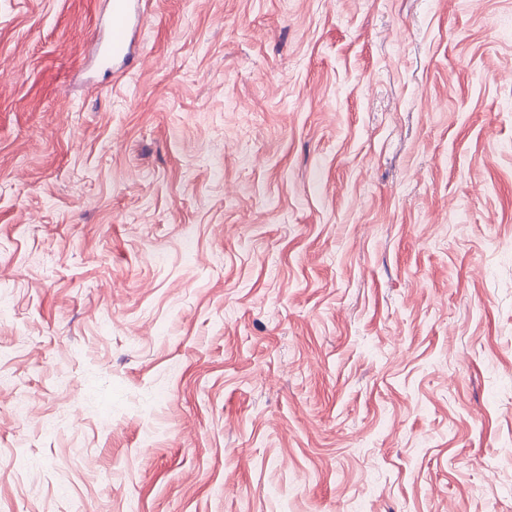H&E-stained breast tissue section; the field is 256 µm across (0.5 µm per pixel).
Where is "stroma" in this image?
Here are the masks:
<instances>
[{
    "label": "stroma",
    "instance_id": "35a3bbf8",
    "mask_svg": "<svg viewBox=\"0 0 512 512\" xmlns=\"http://www.w3.org/2000/svg\"><path fill=\"white\" fill-rule=\"evenodd\" d=\"M0 0V512H512V0ZM109 13L104 24L110 31V39L101 51V59L111 64L114 58L125 59L130 55L132 39L129 31L134 25L146 21L145 0H111Z\"/></svg>",
    "mask_w": 512,
    "mask_h": 512
}]
</instances>
